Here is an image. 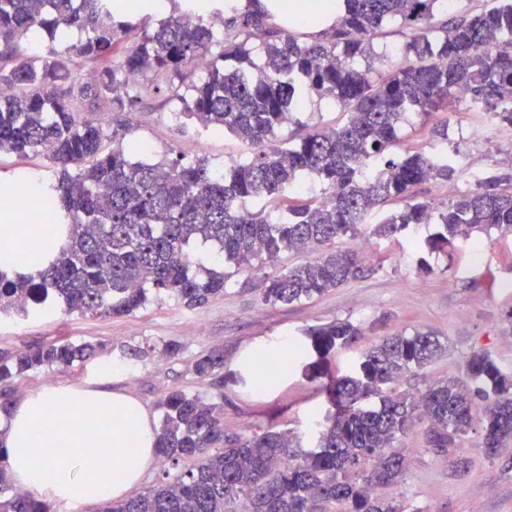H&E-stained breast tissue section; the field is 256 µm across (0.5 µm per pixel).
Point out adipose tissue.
I'll use <instances>...</instances> for the list:
<instances>
[{
    "label": "adipose tissue",
    "instance_id": "adipose-tissue-1",
    "mask_svg": "<svg viewBox=\"0 0 512 512\" xmlns=\"http://www.w3.org/2000/svg\"><path fill=\"white\" fill-rule=\"evenodd\" d=\"M155 421L102 379L21 396L0 413V456L37 501L91 504L125 498L155 464Z\"/></svg>",
    "mask_w": 512,
    "mask_h": 512
}]
</instances>
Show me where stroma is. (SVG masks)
<instances>
[{"instance_id": "35a3bbf8", "label": "stroma", "mask_w": 512, "mask_h": 512, "mask_svg": "<svg viewBox=\"0 0 512 512\" xmlns=\"http://www.w3.org/2000/svg\"><path fill=\"white\" fill-rule=\"evenodd\" d=\"M448 122V148L464 155V169L451 186L459 192L472 187L477 175L501 168L512 158V129L491 122L485 113L463 109L444 113ZM131 130L125 147L137 158L170 161L199 156L216 166H227L250 153L236 138L187 123L179 106L163 97L144 98L141 109L129 119ZM480 126L485 136L469 139L467 127ZM40 183L57 179L56 167L40 155H0V186L9 188L28 175ZM417 235L399 240L342 238L340 246L362 247L373 273L340 288L292 304H267L262 300L263 278L274 267L306 261L303 253L283 254L277 266L243 271L231 277L223 298L191 309L170 297H155L145 307L122 317H93L52 308L16 319L0 316V355H16L46 341L64 338L103 344L99 358L64 369L29 373L14 387V396L47 385H86L111 377L113 389L125 392L154 415L161 417L159 401L180 389L213 398L224 396V432L250 434L288 429L304 433L310 412L322 407L316 395L320 384L304 361L289 365L276 384L258 393L241 368L245 356L270 339L301 338L305 329L337 320L362 328L358 341L330 356L333 374L346 371L372 340L397 332L430 330L444 349L417 375L407 376L400 390L462 372L466 356L487 351L503 369L512 368V231L491 230L481 235L482 254L472 260L468 249L452 256L425 255ZM427 257L430 271L418 266ZM176 342L178 354L167 355L164 346ZM214 347L224 350V384L194 375L196 358ZM413 451L405 480L391 493L422 512H512V444L488 458L479 432L465 436L451 454L431 450L424 427L413 428L403 439Z\"/></svg>"}]
</instances>
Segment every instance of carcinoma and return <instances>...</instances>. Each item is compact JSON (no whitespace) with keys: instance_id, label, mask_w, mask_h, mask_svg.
Listing matches in <instances>:
<instances>
[{"instance_id":"1","label":"carcinoma","mask_w":512,"mask_h":512,"mask_svg":"<svg viewBox=\"0 0 512 512\" xmlns=\"http://www.w3.org/2000/svg\"><path fill=\"white\" fill-rule=\"evenodd\" d=\"M344 11L309 41L283 25L260 0H247L209 24L185 4L149 28L112 0H0V152L40 153L59 168L39 185L47 205L39 224H53L58 245L34 240L0 247V314L47 307L67 313L124 316L151 294L200 307L224 297L225 271L201 266L192 248L216 246L234 272L254 262L275 264L285 252L313 258L264 278L266 304L321 296L374 271L360 249L339 248L342 237L389 240L435 226L421 247L448 253L476 234L512 230V173L482 177L445 201L421 199L420 187L446 182L462 161L447 148L402 143L409 112L426 119L448 107L459 91L472 106L512 128V0L461 18L441 19L445 0H343ZM395 22L406 40L398 56L374 51V39ZM75 28L76 43L57 40ZM48 39L42 54L19 49L31 31ZM126 45L120 58L113 46ZM94 65L87 77L77 61ZM167 92L195 125L224 131L253 148L252 156L220 169L208 159H137L122 147L124 116L143 97ZM331 97L344 115L336 126H314L298 139L276 143L300 119L301 92ZM112 115L109 122L101 114ZM112 140L110 152L103 141ZM310 176L331 193L326 204L296 190ZM261 206L249 209L246 203ZM363 335L350 321L308 332L294 353L317 355L321 370L336 350ZM439 337L414 331L370 344L350 371L317 389L328 407L313 411L301 444L292 431L224 434V395L208 400L182 390L160 401L158 457L191 468L149 490L104 502L98 512H420L378 493L398 484L408 464L395 447L417 425L439 453L477 428L494 458L512 441V371L485 351L423 389L397 384L441 352ZM91 342L57 340L0 360V410L13 384L31 371L68 368L95 358ZM224 370V349L200 355L194 373ZM0 512H49L46 503L13 489L0 456Z\"/></svg>"}]
</instances>
